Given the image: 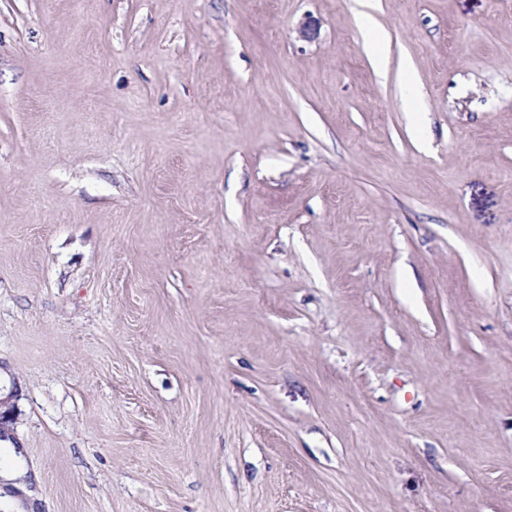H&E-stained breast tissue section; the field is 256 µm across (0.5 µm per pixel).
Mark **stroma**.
<instances>
[{"label": "stroma", "mask_w": 512, "mask_h": 512, "mask_svg": "<svg viewBox=\"0 0 512 512\" xmlns=\"http://www.w3.org/2000/svg\"><path fill=\"white\" fill-rule=\"evenodd\" d=\"M371 13L0 0L34 512H512V0Z\"/></svg>", "instance_id": "obj_1"}]
</instances>
